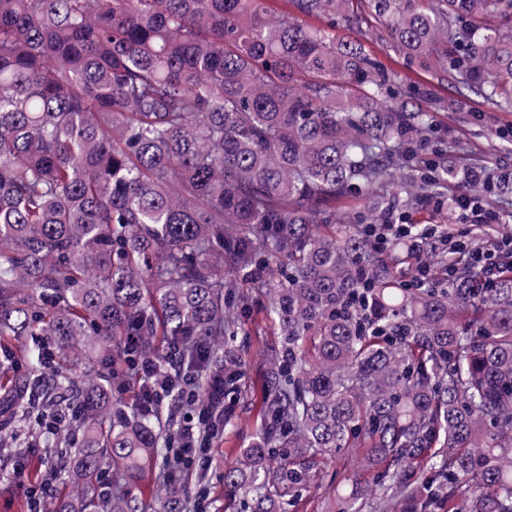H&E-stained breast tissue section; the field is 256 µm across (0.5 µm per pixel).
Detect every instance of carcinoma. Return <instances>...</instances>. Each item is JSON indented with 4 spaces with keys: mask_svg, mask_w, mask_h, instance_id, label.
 <instances>
[{
    "mask_svg": "<svg viewBox=\"0 0 512 512\" xmlns=\"http://www.w3.org/2000/svg\"><path fill=\"white\" fill-rule=\"evenodd\" d=\"M0 0V347L53 346L36 421L70 387L82 437L47 512H194L140 477L171 436L120 400L100 351L243 376L241 285L282 336L264 427L224 470V499L286 512L350 450L336 512H512V262L467 259L495 227L417 215L478 195L512 223V168L428 156L436 102L365 46L512 109V0ZM346 34L336 36V23ZM360 211L336 217V204ZM411 220L413 252L364 226ZM408 260L429 266L424 285ZM3 384L4 398L38 385ZM112 463V491L99 486Z\"/></svg>",
    "mask_w": 512,
    "mask_h": 512,
    "instance_id": "cac0c4a2",
    "label": "carcinoma"
}]
</instances>
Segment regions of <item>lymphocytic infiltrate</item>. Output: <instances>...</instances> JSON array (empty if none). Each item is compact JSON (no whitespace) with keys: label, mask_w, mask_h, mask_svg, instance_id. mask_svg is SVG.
<instances>
[{"label":"lymphocytic infiltrate","mask_w":512,"mask_h":512,"mask_svg":"<svg viewBox=\"0 0 512 512\" xmlns=\"http://www.w3.org/2000/svg\"><path fill=\"white\" fill-rule=\"evenodd\" d=\"M139 374L137 407L146 413L166 412L177 436V451L167 462L168 483H181L191 468L210 469L212 448L205 445L207 430L222 429L229 413L224 399H207L198 392L194 370L182 364L179 344H172L167 361L135 360Z\"/></svg>","instance_id":"f902f5d3"}]
</instances>
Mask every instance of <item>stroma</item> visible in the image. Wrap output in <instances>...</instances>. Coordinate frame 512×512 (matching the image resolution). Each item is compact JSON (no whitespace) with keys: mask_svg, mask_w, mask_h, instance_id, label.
I'll return each mask as SVG.
<instances>
[{"mask_svg":"<svg viewBox=\"0 0 512 512\" xmlns=\"http://www.w3.org/2000/svg\"><path fill=\"white\" fill-rule=\"evenodd\" d=\"M438 135L453 134L463 145L466 155L489 167H512V141L499 138V131L512 128V110L503 111L489 101L476 97L467 111H437L435 114ZM268 299L265 295L250 298L247 308L237 314L240 333L235 345L242 360L244 378L240 389L234 393V409L224 431L211 441L214 464L205 473L193 472L188 483L193 490H203L209 495L210 512H232L224 499L222 476L227 465L235 462L241 451L263 428L260 413L267 395L270 376V359L281 343L276 328L263 319V309ZM9 434L16 439L15 450L0 454V512H28L27 482L16 478L12 467L19 458H28L39 464L56 457L54 438L38 434V447H28L31 436L28 428L10 425Z\"/></svg>","mask_w":512,"mask_h":512,"instance_id":"stroma-1","label":"stroma"}]
</instances>
